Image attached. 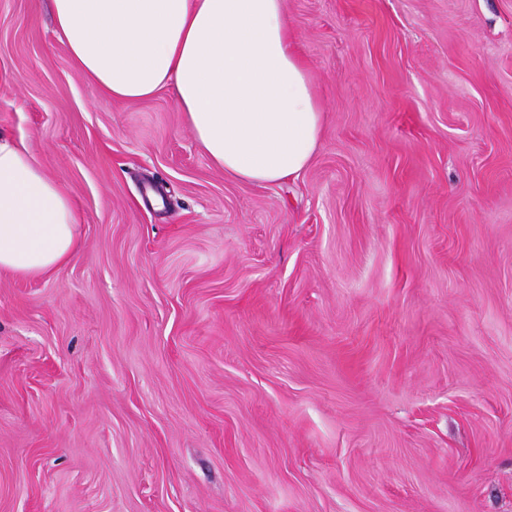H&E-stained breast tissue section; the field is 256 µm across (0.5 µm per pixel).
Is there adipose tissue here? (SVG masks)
Wrapping results in <instances>:
<instances>
[{"mask_svg": "<svg viewBox=\"0 0 512 512\" xmlns=\"http://www.w3.org/2000/svg\"><path fill=\"white\" fill-rule=\"evenodd\" d=\"M74 65L104 95L167 89L211 163L254 184L299 178L323 107L283 0H51ZM82 247L71 195L29 147L0 137V271L41 279Z\"/></svg>", "mask_w": 512, "mask_h": 512, "instance_id": "adipose-tissue-1", "label": "adipose tissue"}]
</instances>
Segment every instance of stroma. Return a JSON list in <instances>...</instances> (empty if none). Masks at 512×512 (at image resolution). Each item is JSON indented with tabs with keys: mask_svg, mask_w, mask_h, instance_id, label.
<instances>
[{
	"mask_svg": "<svg viewBox=\"0 0 512 512\" xmlns=\"http://www.w3.org/2000/svg\"><path fill=\"white\" fill-rule=\"evenodd\" d=\"M284 3L324 117L265 186L0 0L83 239L0 272V512H512V0Z\"/></svg>",
	"mask_w": 512,
	"mask_h": 512,
	"instance_id": "stroma-1",
	"label": "stroma"
}]
</instances>
